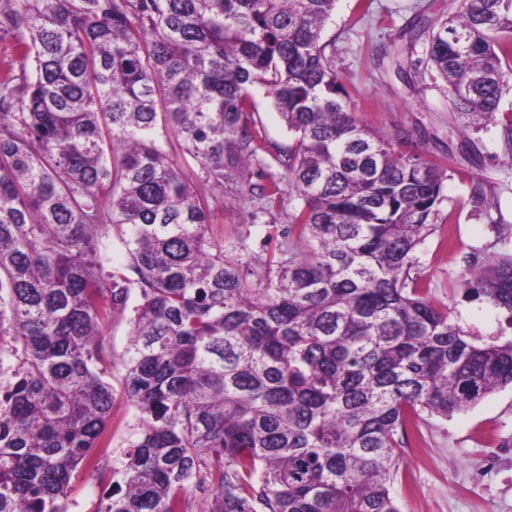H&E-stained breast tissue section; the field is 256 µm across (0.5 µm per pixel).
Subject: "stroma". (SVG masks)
Segmentation results:
<instances>
[{"mask_svg": "<svg viewBox=\"0 0 512 512\" xmlns=\"http://www.w3.org/2000/svg\"><path fill=\"white\" fill-rule=\"evenodd\" d=\"M451 0H338L325 31L336 43L335 65L351 95L356 118L375 130L412 132L406 152L448 168L443 196L436 206V230L419 247L415 273L432 301L447 305L451 318L479 336L512 337L504 312L469 297L467 283L512 256V146L501 125L459 136V121L449 112L440 82L430 74L413 84L397 77L392 59L377 58L380 44L399 40L416 12L430 19L447 14ZM474 148L462 152L463 139ZM483 185L491 207L475 204V185ZM215 236L245 239L254 256L263 254L262 228L284 224L287 212L269 214L244 203L235 184L212 202ZM130 313L114 317L106 331L112 366L105 379L114 403L108 427L107 469L120 467L133 437L138 412L123 395V359L131 334ZM419 444L403 455L406 483L396 484L403 512H512V388L496 391L471 410L443 419L425 417ZM110 485L109 477L77 470L68 512H94Z\"/></svg>", "mask_w": 512, "mask_h": 512, "instance_id": "obj_1", "label": "stroma"}]
</instances>
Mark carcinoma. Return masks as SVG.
Wrapping results in <instances>:
<instances>
[{
  "label": "carcinoma",
  "mask_w": 512,
  "mask_h": 512,
  "mask_svg": "<svg viewBox=\"0 0 512 512\" xmlns=\"http://www.w3.org/2000/svg\"><path fill=\"white\" fill-rule=\"evenodd\" d=\"M337 0H5L0 38V512H68L109 445L105 329L133 308L123 392L138 426L94 512H402L409 433L512 387V340L421 295L416 251L447 167L347 111ZM418 61L466 130L505 113L512 0H460ZM392 55L407 84L397 44ZM293 142L257 185L263 258L211 233L209 197L267 167L253 90ZM198 167L170 157L169 136ZM112 229L128 264L109 267ZM512 315V258L468 281ZM17 360L9 371L4 363Z\"/></svg>",
  "instance_id": "cac0c4a2"
}]
</instances>
